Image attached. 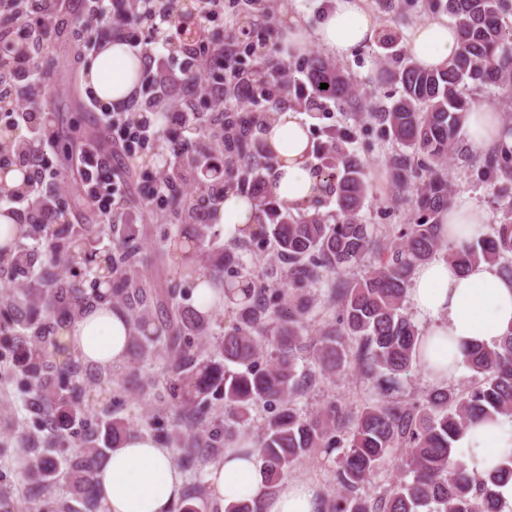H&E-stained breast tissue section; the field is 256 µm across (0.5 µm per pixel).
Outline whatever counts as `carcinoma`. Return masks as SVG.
Returning <instances> with one entry per match:
<instances>
[{
	"label": "carcinoma",
	"instance_id": "carcinoma-1",
	"mask_svg": "<svg viewBox=\"0 0 512 512\" xmlns=\"http://www.w3.org/2000/svg\"><path fill=\"white\" fill-rule=\"evenodd\" d=\"M248 17H255L248 51L254 57L248 69L233 68L224 83V96L236 100L267 97L273 90L288 96V107L311 112L320 100L355 109L386 125L408 153L392 162L395 185L409 194L417 211L412 224H398L394 239L378 244L371 225L359 213L369 192L360 159L345 146L348 136L336 130L314 144L307 155L317 159L314 172L322 186L336 194V213L328 216L319 203H285L276 200L269 186L277 160L265 141L272 109L244 115L224 112L205 118L201 113L172 112L174 126L208 127L210 138L223 146L224 180L211 184L214 173L197 169L192 158L169 176L172 221L166 252L156 259V269L174 263L181 282H206L212 296L206 309L184 306L178 284L161 276L147 278L139 267L141 248L129 226L112 225V253L98 269L112 280V305L125 311L133 327L127 354L140 362L159 352L166 377L141 383L130 372L125 383L146 387L155 401L179 405L170 428H158L153 438L179 450L183 467L202 460L217 461L232 451L247 457L258 453L265 472L264 493L272 494L287 478L288 469L317 454L333 457L336 488L324 501L325 512H502L495 487L512 479V454L485 479L472 477L455 447L457 437L472 423L497 416L512 421V329L492 348L477 345L464 364L478 381L463 389L436 388L411 401H370L352 411L334 403L315 416H304L291 406V398L315 383V375L299 377L298 353L308 351L319 372L334 375L345 368L341 340L357 342L355 359L367 376H379L385 391L400 386L421 366L419 332L404 313L408 288L417 266L441 250L440 214L451 204V189L443 166L461 153L463 116L477 104L476 93L488 86L512 99V35L506 18L509 0H430V6L454 19L461 46L440 69H425L412 59L392 52L398 69L379 72L380 79L400 85L399 97L382 111L353 92L347 74L329 60L315 56L292 66L270 50V29L263 0H241ZM328 88H320V84ZM484 175L496 196H509L512 185V150L493 148L486 153ZM193 180L200 194L195 199L178 196L177 186ZM246 198L255 210V226L247 236L222 249L211 245L210 227L230 195ZM82 199L72 202L29 198L34 221L24 225L22 237L42 236L44 259L41 283L0 296V335L6 346L18 349L5 374L34 394L33 405L42 416L45 454L22 463L27 483L37 490L28 512H47L51 491L63 473L70 479L80 509L96 512L100 495L95 475L113 450L136 431L125 419L105 416L89 428L90 413L83 364L58 338L59 330L90 305L98 294L82 284L64 280L55 269L87 267L101 256V227L82 224ZM493 234L466 241L448 253V260L464 271L486 262L512 280V202ZM72 215L73 224L62 222ZM273 243L277 267L256 271L245 256L255 243ZM376 254L354 282L329 289L339 308L334 322L313 330L309 320L316 308L312 294L319 271L335 273L361 264ZM37 256L16 241L0 255V272L23 277ZM231 312L211 354L199 358L193 339L207 334L219 305ZM219 396L232 415L244 419L259 405H279L263 432L248 441L209 418L208 398ZM72 448L59 469L53 452ZM398 456L411 479H399L372 504L353 496L386 459ZM206 493L199 486L187 489L176 512H205Z\"/></svg>",
	"mask_w": 512,
	"mask_h": 512
}]
</instances>
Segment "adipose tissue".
I'll use <instances>...</instances> for the list:
<instances>
[{
	"instance_id": "obj_1",
	"label": "adipose tissue",
	"mask_w": 512,
	"mask_h": 512,
	"mask_svg": "<svg viewBox=\"0 0 512 512\" xmlns=\"http://www.w3.org/2000/svg\"><path fill=\"white\" fill-rule=\"evenodd\" d=\"M363 2L334 0L325 18L312 29L297 21L289 23L282 38L285 52L296 55L313 43L337 57L352 55L377 29L374 15ZM459 48L455 26L442 19L424 20L409 34L412 58L427 69L446 66ZM142 69V58L115 38L87 60L84 84L100 100L123 106L137 87ZM464 128L474 147L512 148V134H507L495 105L486 104L468 113ZM265 138L277 159L271 193L291 203L318 194L321 179L307 164L309 134L299 115L290 109L280 112ZM485 222V212L463 199L443 213L441 234L458 242L479 231ZM98 293L99 300L66 324L60 338L84 363L119 365L126 359L132 326L112 307L108 288H99ZM409 296L416 317L425 327L420 354L427 364L426 375L436 384L448 383L458 375L471 345H493L512 329V280L485 263L462 273L448 259L434 258L416 269ZM457 445L465 452L468 473L487 476L512 450V425L497 421L470 426ZM207 472L223 504L261 498L265 478L258 456L227 457L209 465ZM96 479L101 489V512H174L181 499L183 479L170 449L145 433L114 451L98 469ZM261 500L263 512H319L321 508L313 488L302 481L284 482L277 494Z\"/></svg>"
}]
</instances>
